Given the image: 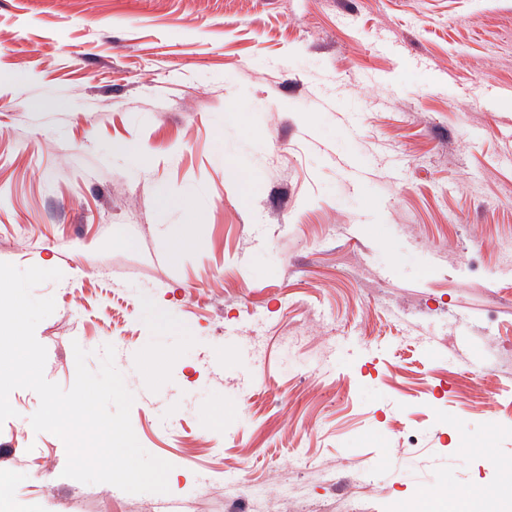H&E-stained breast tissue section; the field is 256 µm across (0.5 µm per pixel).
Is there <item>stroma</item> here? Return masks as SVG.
<instances>
[{"instance_id": "35a3bbf8", "label": "stroma", "mask_w": 512, "mask_h": 512, "mask_svg": "<svg viewBox=\"0 0 512 512\" xmlns=\"http://www.w3.org/2000/svg\"><path fill=\"white\" fill-rule=\"evenodd\" d=\"M0 262L61 270L46 379L112 345L173 466L63 477L19 388L0 512L474 496L512 469V0H0Z\"/></svg>"}]
</instances>
